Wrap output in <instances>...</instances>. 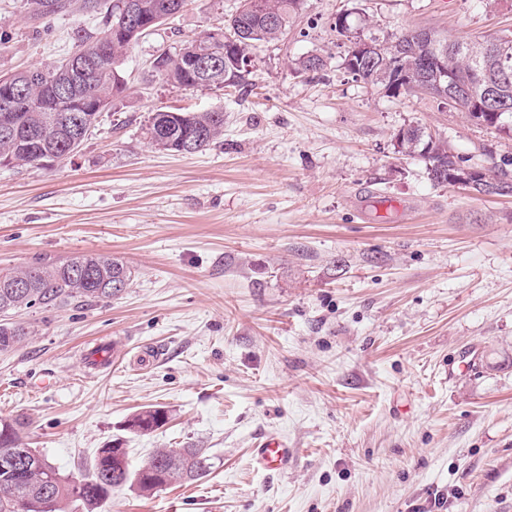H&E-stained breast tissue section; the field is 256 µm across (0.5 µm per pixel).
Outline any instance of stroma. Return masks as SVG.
<instances>
[{
    "mask_svg": "<svg viewBox=\"0 0 512 512\" xmlns=\"http://www.w3.org/2000/svg\"><path fill=\"white\" fill-rule=\"evenodd\" d=\"M0 0V74L73 54L102 18H30ZM240 0H188L134 42L128 90L81 151L47 169L0 166V271L83 253L122 259L108 302L10 314L30 334L0 351V419L80 479L98 449L131 467L158 448L208 449L209 477L149 497L112 490L99 512H512V194L434 184L395 151L419 127L466 166L512 162V135L428 95L394 98L343 68L334 29L388 39L512 35V0H304L287 34L252 50L234 87L153 78ZM320 55L325 67L301 71ZM224 113L195 154L151 147L158 111ZM165 349L143 364L142 348ZM106 345L112 368L84 351ZM167 413L147 435L127 420ZM286 441L288 467L250 465Z\"/></svg>",
    "mask_w": 512,
    "mask_h": 512,
    "instance_id": "35a3bbf8",
    "label": "stroma"
}]
</instances>
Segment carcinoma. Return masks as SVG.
<instances>
[{
  "label": "carcinoma",
  "instance_id": "carcinoma-1",
  "mask_svg": "<svg viewBox=\"0 0 512 512\" xmlns=\"http://www.w3.org/2000/svg\"><path fill=\"white\" fill-rule=\"evenodd\" d=\"M186 0H112L106 11L105 30L91 42H84L69 57L43 68L45 80H30L26 72L3 76L0 95L15 87L20 92L15 111L0 112V127L8 123L12 134L0 135V165L43 169L44 157L53 154L63 159L77 153L95 128L100 112L97 106L122 94L126 82L120 66L129 46L139 35H123L128 9L141 16L164 21L179 13ZM304 0H240V6L227 22L219 23L205 37L185 42L178 51L168 53L152 66V76L183 89L202 86L201 77L190 64L205 58L216 64L217 79L207 86L228 87L239 83L243 67L260 43L280 39L288 31L293 16ZM28 12L36 19L49 18L66 8L65 0H27ZM275 17L277 24L269 25ZM376 59L363 66L355 79L381 86L394 97L428 94L435 87L417 79L431 60L448 48V65L439 73L448 92L460 86H474L485 77L492 61L488 53L495 40H458L435 35L432 42H421L406 30L385 43L373 38ZM84 67L71 74L75 59ZM71 82L66 98L50 96V82ZM497 108L500 116L495 130L512 132V77L499 83ZM484 100L475 96L451 98L448 107L464 113L470 120L484 114ZM224 133V112H155L148 117L144 134L159 151H181L185 140L193 138V152H201L217 143ZM398 152L418 156L428 178L437 185L448 184V173L463 174L461 163L448 152V143L440 137L410 127L395 135ZM18 281L27 288L13 287ZM132 282L130 268L121 260L104 254H81L60 262H37L24 268L0 272V315L18 308L49 306L58 301H109ZM29 335L22 327L0 328V350H8ZM166 412L147 407L128 420L135 434L156 430ZM24 422L18 418L0 419V512H68L79 504L85 512H97L112 489L129 486L147 497L163 488L182 482L199 481L212 473L214 463L205 448H158L134 471L112 464V454L127 457L124 448H100L94 457L91 474L78 481L63 475L59 468L37 448L22 447Z\"/></svg>",
  "mask_w": 512,
  "mask_h": 512
}]
</instances>
